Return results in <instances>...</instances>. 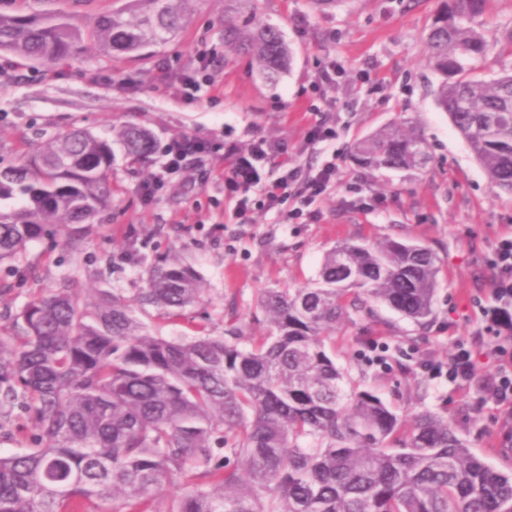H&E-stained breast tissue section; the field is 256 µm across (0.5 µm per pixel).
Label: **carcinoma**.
<instances>
[{
  "mask_svg": "<svg viewBox=\"0 0 512 512\" xmlns=\"http://www.w3.org/2000/svg\"><path fill=\"white\" fill-rule=\"evenodd\" d=\"M187 0H128L99 15L101 50L138 53L186 20ZM486 0H446L426 35L439 77L438 108L473 149L496 194L512 195V69L473 65L493 45L474 20ZM83 31L59 13H0V50L56 63L84 52ZM224 44L252 56L276 82L290 45L277 28L224 20ZM142 159L152 134L123 125L108 141L89 131L59 135L19 167L0 171V261L53 226L79 249L112 201L113 145ZM366 170L415 169L427 144L412 126L390 125L351 149ZM438 257L397 238L343 242L312 288L269 289L258 307L267 336L229 319L224 335L152 333L136 316L171 319L201 300L189 267L159 261L135 304L105 290L59 288L30 300L0 336V415L19 395L31 444L0 454V512H144L175 480L191 490L152 512H512V475L472 452L447 417L405 420L352 380L326 352L347 321L385 304L428 327Z\"/></svg>",
  "mask_w": 512,
  "mask_h": 512,
  "instance_id": "1",
  "label": "carcinoma"
}]
</instances>
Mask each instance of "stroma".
<instances>
[{"label":"stroma","mask_w":512,"mask_h":512,"mask_svg":"<svg viewBox=\"0 0 512 512\" xmlns=\"http://www.w3.org/2000/svg\"><path fill=\"white\" fill-rule=\"evenodd\" d=\"M125 0H0V12L60 8L87 28ZM442 0H257L237 24L259 21L280 29L292 49L286 74L263 80L249 57L224 45V0H195L185 26L144 54L103 55L96 43L66 63L46 66L0 51V169L17 164L50 138L73 127L111 138L113 127L147 128L150 158L117 154L112 204L91 226L80 250L62 234L29 245L0 263V336L35 295L55 288H100L132 301L148 269L167 260L191 266L206 293L173 322L147 318L152 332L189 336L202 325L220 335L230 317L253 322L254 335L269 323L257 305L270 288H308L323 260L344 241L399 238L429 246L438 256L434 317L419 328L378 304L373 317L337 329L326 351L337 366L398 413L430 411L448 417L468 447L492 466L512 471L503 451L512 409L493 402L483 382L496 372L484 359L473 379L449 381L431 367L447 364L456 345L482 352L501 344L480 309L492 301L493 258L512 235V196L495 195L466 141L435 103L438 78L427 63L425 32ZM218 53L224 91L187 101L180 74L198 54ZM166 64L167 75L157 67ZM400 121L417 125L429 162L413 171H367L350 158L353 144ZM331 127L328 144L311 142L312 125ZM189 135L215 152L168 176L152 198L142 189L163 159L167 143ZM259 139L288 148L291 165L307 171L335 159V188L308 224H287L260 203L239 211L224 186L228 153L245 152Z\"/></svg>","instance_id":"stroma-1"}]
</instances>
